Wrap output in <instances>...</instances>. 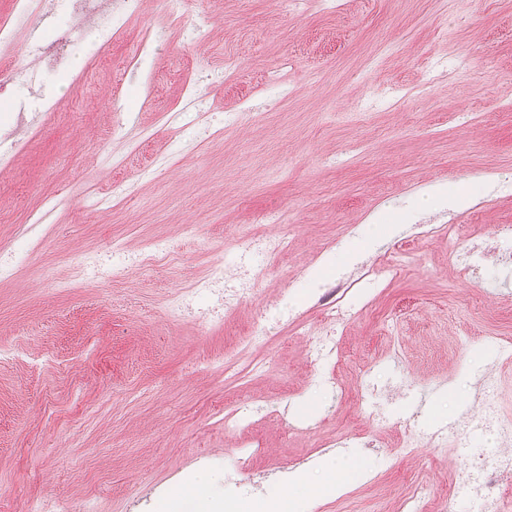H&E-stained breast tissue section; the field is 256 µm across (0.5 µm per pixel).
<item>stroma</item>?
<instances>
[{"label":"stroma","mask_w":512,"mask_h":512,"mask_svg":"<svg viewBox=\"0 0 512 512\" xmlns=\"http://www.w3.org/2000/svg\"><path fill=\"white\" fill-rule=\"evenodd\" d=\"M149 30L160 37L145 74L118 82L115 68ZM228 56L238 69L224 80ZM189 62L210 131L170 111ZM383 91L396 92L395 106L360 111ZM17 97L49 109L26 113L31 135L0 168V245L24 255L0 283V342L25 352L0 364V512L39 499L159 512L200 472L236 480L248 497L282 490L303 466L305 512L344 502L402 512L411 487L448 490L478 461L473 449L496 467L505 443L481 427L476 404L492 373L512 410V277L488 265L459 279L447 237L418 232L445 220L443 204L424 216L418 207L433 187L459 185L482 205L479 241L512 225V195L489 194L512 180V0H187L175 22L143 0L123 38L105 47L83 30L66 70L0 96L1 129L14 126ZM244 98L251 112L240 111ZM119 184L117 208L84 198ZM51 196L55 207L28 231L27 215ZM267 212L284 217L270 227L289 242L280 260L208 331L170 316L171 296L212 262L232 264ZM375 215L399 232L382 236ZM186 224L197 237L183 236ZM156 235L179 243L164 264L73 281L84 251L116 237L137 249ZM344 245L352 261L321 267ZM399 248L396 276L342 293L349 314L331 334L343 368L314 360L319 295ZM50 270L67 291L49 286ZM284 296L302 325H270L264 347L239 350ZM458 335L470 346L458 348ZM221 352L224 368L211 362ZM255 361L264 371H249ZM228 405L251 408L249 422L225 428ZM414 425L462 429L469 444L399 454ZM330 451L358 474L338 495L321 491Z\"/></svg>","instance_id":"obj_1"}]
</instances>
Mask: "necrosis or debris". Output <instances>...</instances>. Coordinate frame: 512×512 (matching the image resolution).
Masks as SVG:
<instances>
[{
  "instance_id": "obj_1",
  "label": "necrosis or debris",
  "mask_w": 512,
  "mask_h": 512,
  "mask_svg": "<svg viewBox=\"0 0 512 512\" xmlns=\"http://www.w3.org/2000/svg\"><path fill=\"white\" fill-rule=\"evenodd\" d=\"M141 0H69L72 22L55 27L50 37L20 47L19 39L30 27L55 10L56 0H14L12 13L0 18V91L8 84L22 80L39 63L49 71H58L67 57L77 33L85 27L98 29L106 40L119 38L128 17L138 10ZM475 208L455 211L448 225V253L461 274L470 275L484 265L486 253L475 246L463 232L462 226L471 222ZM249 246L241 254L237 266V281L224 277L223 264L210 267L207 274L187 290L177 293L170 308L177 317L194 319L199 326L208 327L223 308L232 307L242 290L239 280L258 276L254 265L258 259L276 262L286 246L282 237H270L256 231L250 234ZM175 251L173 240L149 239L139 250H130L125 242L113 241L107 249L87 252L80 257L76 275L81 280H105L112 274L113 265H131L146 270L169 259ZM210 297L215 305L200 310V298ZM477 413L483 426L494 429L499 436L512 437V418L502 412V390L497 377L485 379L477 402ZM512 472V459L503 458L499 469L490 471L476 465L453 476V490L441 501L442 512H453L454 501L465 497L473 501L478 512H512V492L503 486V477Z\"/></svg>"
}]
</instances>
